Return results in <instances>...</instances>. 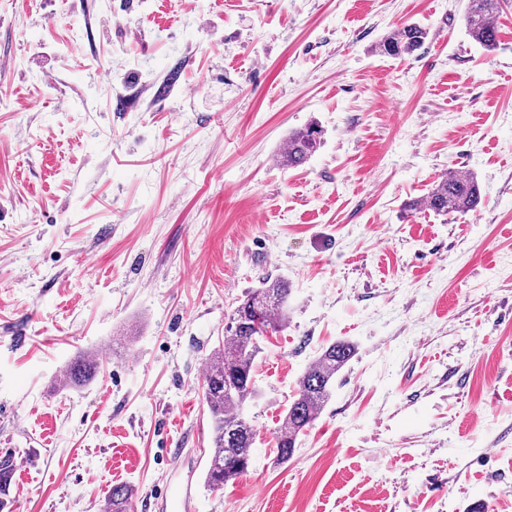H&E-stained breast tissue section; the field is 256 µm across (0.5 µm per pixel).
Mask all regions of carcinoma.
<instances>
[{
	"instance_id": "cac0c4a2",
	"label": "carcinoma",
	"mask_w": 512,
	"mask_h": 512,
	"mask_svg": "<svg viewBox=\"0 0 512 512\" xmlns=\"http://www.w3.org/2000/svg\"><path fill=\"white\" fill-rule=\"evenodd\" d=\"M507 7L506 0H468L465 25L471 39L484 48L497 40L496 20ZM427 29L418 24L405 25L380 44L379 52L394 58L410 55L421 48ZM321 144V130L310 124L288 134V147L281 156V166L294 168L304 164ZM481 185L476 176L445 175L427 195L410 200L405 211L428 209L437 215L465 213L482 202ZM288 279L264 277L257 288L249 290L233 309L224 329L222 345L213 350L204 377L203 397L211 417V451L205 485L220 490L248 471L255 430L243 408L256 400L258 391L254 361L260 353L261 340L282 329L288 322ZM355 347L339 340L325 347L297 382V392L288 406L276 435L278 461L285 463L292 455L298 437L310 428L331 397L336 374L354 357ZM99 361L84 354L69 368L68 384L78 387L89 381ZM15 468L11 451L0 456V495H7ZM132 494L126 485H115L106 501V512H127Z\"/></svg>"
}]
</instances>
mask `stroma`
Instances as JSON below:
<instances>
[{
  "label": "stroma",
  "mask_w": 512,
  "mask_h": 512,
  "mask_svg": "<svg viewBox=\"0 0 512 512\" xmlns=\"http://www.w3.org/2000/svg\"><path fill=\"white\" fill-rule=\"evenodd\" d=\"M467 0H0V450L11 512H512V8ZM429 34L394 59L403 25ZM322 129L300 167L289 132ZM476 211L407 213L448 173ZM292 288L255 360L244 475L203 477V374L248 288ZM356 348L290 460L274 436ZM100 367L58 381L81 354ZM507 0H468L465 25L471 39L484 48H493L497 40L496 20L507 7ZM427 35V29L418 23L405 25L392 32L379 44V52L394 58L411 55L421 48ZM355 347L339 340L325 347L297 382V392L288 406L276 435L277 461L292 455L298 437L310 428L331 397L336 374L354 357Z\"/></svg>",
  "instance_id": "obj_1"
}]
</instances>
